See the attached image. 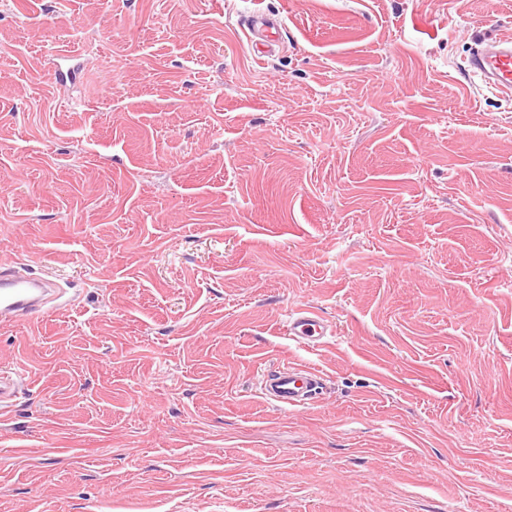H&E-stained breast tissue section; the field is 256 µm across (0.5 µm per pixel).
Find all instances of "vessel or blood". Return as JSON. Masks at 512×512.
Masks as SVG:
<instances>
[{
    "label": "vessel or blood",
    "mask_w": 512,
    "mask_h": 512,
    "mask_svg": "<svg viewBox=\"0 0 512 512\" xmlns=\"http://www.w3.org/2000/svg\"><path fill=\"white\" fill-rule=\"evenodd\" d=\"M279 32V25L263 11L253 12L243 29L259 58L271 55ZM467 69L489 89L512 94V34L503 33L482 40L469 57ZM59 300V289L53 281L18 275L11 265L0 266V323L8 319L33 320L41 316L48 304ZM286 332L291 340L308 347L324 343L332 334L325 319L309 307L298 308L289 315ZM324 381V376L314 368L288 365L263 374L260 391L280 407H304L318 401ZM22 382L20 373L0 366V410L9 407Z\"/></svg>",
    "instance_id": "b4317fda"
}]
</instances>
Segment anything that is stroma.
Masks as SVG:
<instances>
[{
	"label": "stroma",
	"instance_id": "obj_1",
	"mask_svg": "<svg viewBox=\"0 0 512 512\" xmlns=\"http://www.w3.org/2000/svg\"><path fill=\"white\" fill-rule=\"evenodd\" d=\"M508 31L512 0H0V259L69 300L0 325V512H512V97L466 72ZM287 361L314 406L260 393ZM258 24L262 27L263 32H265L264 38L261 40L262 42L260 44L257 43V40L253 39L256 37L255 25ZM280 28L281 25L274 23L265 11H255L249 17L247 26H244L242 31L257 60L271 55L279 39ZM286 332L291 340L307 347L322 344L334 334L325 319L310 307H300L288 316ZM23 384L20 373L12 368L0 366V411L10 405V401L15 396L16 389ZM324 381V376L314 368L283 365L262 375L260 391L266 399L282 408L304 407L319 400Z\"/></svg>",
	"mask_w": 512,
	"mask_h": 512
}]
</instances>
